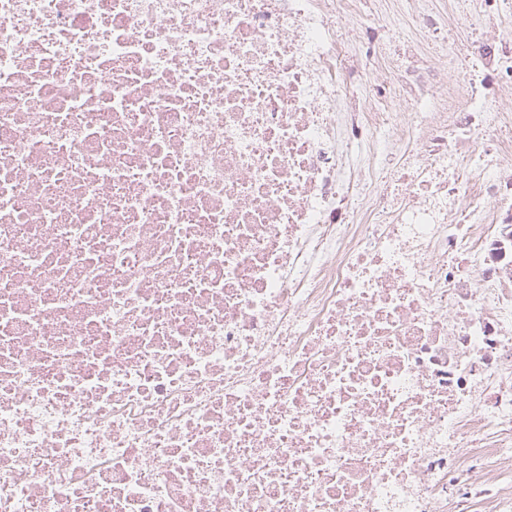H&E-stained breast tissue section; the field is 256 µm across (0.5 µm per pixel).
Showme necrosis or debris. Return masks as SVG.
<instances>
[{
  "instance_id": "necrosis-or-debris-1",
  "label": "necrosis or debris",
  "mask_w": 512,
  "mask_h": 512,
  "mask_svg": "<svg viewBox=\"0 0 512 512\" xmlns=\"http://www.w3.org/2000/svg\"><path fill=\"white\" fill-rule=\"evenodd\" d=\"M363 2L0 0V512H512V0Z\"/></svg>"
}]
</instances>
